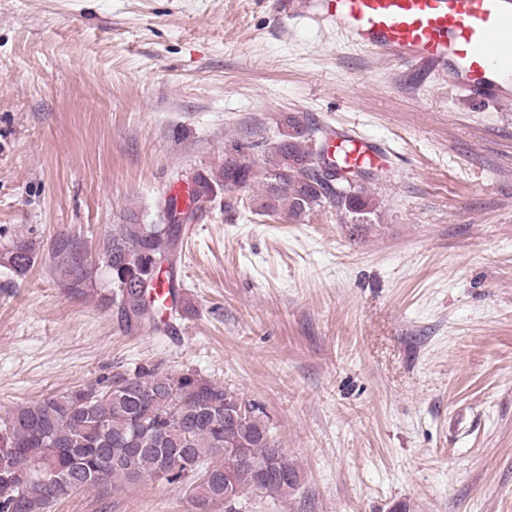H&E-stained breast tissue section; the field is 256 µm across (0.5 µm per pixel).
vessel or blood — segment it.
<instances>
[{
  "label": "vessel or blood",
  "instance_id": "b4317fda",
  "mask_svg": "<svg viewBox=\"0 0 512 512\" xmlns=\"http://www.w3.org/2000/svg\"><path fill=\"white\" fill-rule=\"evenodd\" d=\"M312 17L357 48L447 72L466 98L512 102V0H317Z\"/></svg>",
  "mask_w": 512,
  "mask_h": 512
}]
</instances>
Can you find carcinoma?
<instances>
[{
	"mask_svg": "<svg viewBox=\"0 0 512 512\" xmlns=\"http://www.w3.org/2000/svg\"><path fill=\"white\" fill-rule=\"evenodd\" d=\"M339 138L294 113L283 116L278 138L262 160L242 144L229 145L219 174L194 176L186 209L179 210L178 199L168 196L162 209L165 223L140 224L132 214L127 223L112 225L97 262L88 261L77 238L58 239L52 248L58 282L70 293L84 295L102 269L111 280L112 304L126 329H159L163 310L147 297L162 283L177 292L174 263L182 255L185 226L225 192L251 186L260 172L261 193L248 206L256 215L284 213L289 222L298 223L327 202L346 224L372 223L376 203L364 181L373 172L349 163L340 146L329 154L332 141ZM38 253L37 242L19 238L0 254V266L23 276ZM163 258L170 262L159 279L154 267ZM4 451L18 463L45 468L63 481L49 482L35 473L14 497H0V512H50L77 489L117 490L147 478L183 481L193 499L222 502L224 512H233L236 486L249 483L238 463L241 451L258 466L273 458L283 463L281 470L258 474L252 489L256 494L286 498L304 480L300 466L288 460L252 404L195 372L161 373L149 365L108 388H73L0 416Z\"/></svg>",
	"mask_w": 512,
	"mask_h": 512,
	"instance_id": "carcinoma-1",
	"label": "carcinoma"
}]
</instances>
